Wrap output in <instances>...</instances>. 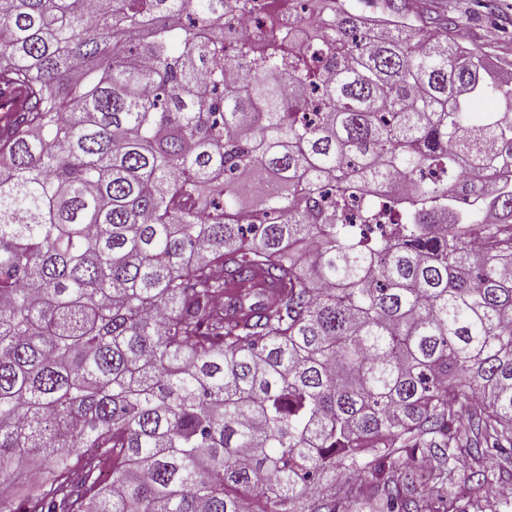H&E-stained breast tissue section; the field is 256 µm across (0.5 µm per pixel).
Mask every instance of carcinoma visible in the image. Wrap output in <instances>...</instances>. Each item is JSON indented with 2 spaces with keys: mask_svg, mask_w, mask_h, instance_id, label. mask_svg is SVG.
I'll use <instances>...</instances> for the list:
<instances>
[{
  "mask_svg": "<svg viewBox=\"0 0 512 512\" xmlns=\"http://www.w3.org/2000/svg\"><path fill=\"white\" fill-rule=\"evenodd\" d=\"M251 2L0 0V512H439L512 456V82Z\"/></svg>",
  "mask_w": 512,
  "mask_h": 512,
  "instance_id": "cac0c4a2",
  "label": "carcinoma"
}]
</instances>
